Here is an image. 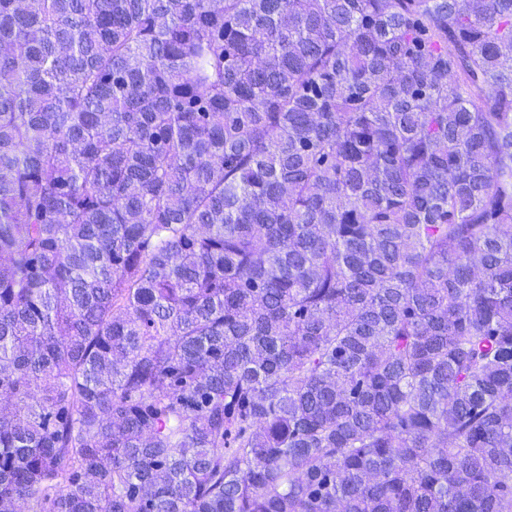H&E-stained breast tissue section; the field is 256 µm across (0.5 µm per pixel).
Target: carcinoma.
Returning <instances> with one entry per match:
<instances>
[{"label": "carcinoma", "instance_id": "obj_1", "mask_svg": "<svg viewBox=\"0 0 512 512\" xmlns=\"http://www.w3.org/2000/svg\"><path fill=\"white\" fill-rule=\"evenodd\" d=\"M0 512H512V0H0Z\"/></svg>", "mask_w": 512, "mask_h": 512}]
</instances>
